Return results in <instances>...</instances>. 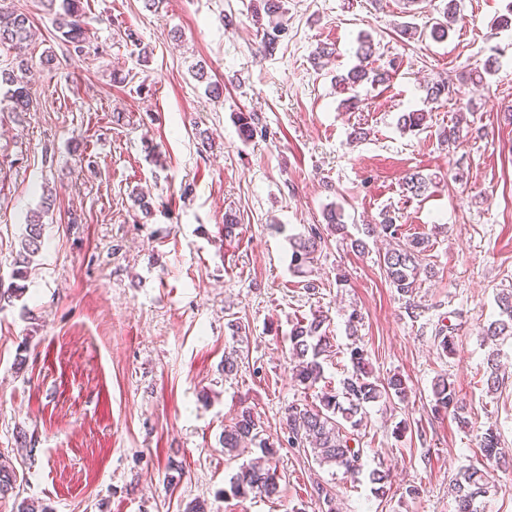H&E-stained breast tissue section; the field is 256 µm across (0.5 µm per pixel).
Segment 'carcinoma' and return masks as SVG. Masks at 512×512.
I'll list each match as a JSON object with an SVG mask.
<instances>
[{
  "label": "carcinoma",
  "mask_w": 512,
  "mask_h": 512,
  "mask_svg": "<svg viewBox=\"0 0 512 512\" xmlns=\"http://www.w3.org/2000/svg\"><path fill=\"white\" fill-rule=\"evenodd\" d=\"M460 12V0H448L440 10V15L432 18L429 36L434 40L448 38L450 23L459 20ZM56 29L68 54H87L88 22L82 0H61L60 12L56 14ZM30 34L31 22L27 14L0 7V44H9L21 52L26 48ZM372 46L370 36L363 35L358 39L356 57L359 64L347 73L342 82L353 86L363 83L374 86L389 80V71L366 65L373 54ZM25 67V59L22 58L17 68L0 69V86H7L6 94L11 99L12 113L17 118L23 117L30 110L29 93L23 77L17 75V72L25 71ZM425 92V100L437 104L450 92V86L444 81H436L428 84ZM429 120L430 112L424 109L410 110L398 117L397 127L404 134L419 135L432 128ZM235 124L239 137L244 142L266 135V129L259 126L254 115L249 112L235 113ZM469 134V126L461 118L453 125L436 131L440 145L449 149L457 147ZM428 183V178L423 174L412 172L405 176L403 189L412 197L418 198L424 195ZM344 229L341 210L334 208L327 213L326 223L311 224L303 232L294 235L290 239V268L297 273L302 272L304 266L314 261V255L318 252L324 235L339 234ZM42 230L41 212L34 211L29 217L21 249L15 258L12 281L7 286L0 282V301L9 302L23 295L25 286L18 284V281L26 278L31 257L39 252ZM375 232L394 240V244L380 259L387 279L400 295L413 296L422 284L421 275L428 273L424 262L431 247L429 236L417 235L400 239L398 225L388 214L383 215L379 224L367 227V234ZM498 306L500 318L484 328L486 339L493 344L504 336H512V293H501ZM327 328V316L315 312L311 317L297 321L289 333V354L294 362V375L299 384L307 389L315 387L324 379L322 361L333 353V337L329 336ZM343 355L348 359L351 368L340 380L339 388L320 392L315 403L290 405L285 413L284 430L287 433L288 447L301 451L309 446L318 464L356 474L361 469L362 453V449L358 448L357 432L362 426L367 406L382 399H405L407 384L399 375L383 381L374 377L369 368L366 350L355 342L346 347ZM497 356L495 349L488 354L490 373L485 384L490 391L500 387ZM433 396L434 413H451L460 428H475V423L466 416V406L447 379H437L433 386ZM478 438L479 449L485 461L497 463L505 458V448L495 429H485L478 434ZM221 444L224 452L229 455L240 452L244 444L253 445L260 450V456L239 467L224 493L233 496L253 494L266 497L279 493L280 476L277 466L272 464L275 450L269 439L264 437L260 418L251 409H242L234 421L224 427ZM450 489L455 495L457 512H480L479 498L489 493L488 473L475 467L462 469L452 480Z\"/></svg>",
  "instance_id": "1"
}]
</instances>
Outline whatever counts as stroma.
Returning a JSON list of instances; mask_svg holds the SVG:
<instances>
[{"label":"stroma","mask_w":512,"mask_h":512,"mask_svg":"<svg viewBox=\"0 0 512 512\" xmlns=\"http://www.w3.org/2000/svg\"><path fill=\"white\" fill-rule=\"evenodd\" d=\"M511 1L462 0V21L436 42L402 39L396 25L425 26L442 0H423L411 17L403 0H285L286 34L263 53L260 0H156L150 9L84 0L91 49L77 57L58 39L48 0H10L31 20L32 108L15 122L0 94V154L23 156L0 178V281L11 280L27 213L47 198L52 206L24 296L0 303V462L16 472L0 512L25 500L49 512H185L194 500L209 512H328L312 491L319 483L337 512H455L452 478L484 461L475 432L432 412L435 379L447 377L478 426L497 428L512 448V338L499 344L502 387L479 382L490 350L482 327L512 290V29L493 24ZM363 33L372 66L391 61L394 73L360 89L348 111L334 78L356 64ZM320 44L335 53L318 69L310 56ZM50 50L57 62L48 67ZM490 58L496 72L472 84ZM440 79L450 92L432 110L433 127L460 117L476 130L453 150L396 128ZM236 112L257 113L267 137L242 142ZM356 127L366 140L350 142ZM201 130L213 149L200 150ZM414 171L430 179L421 199L402 186ZM139 192L152 216L136 205ZM336 206L351 236L385 211L403 235L430 236L432 274L414 305L389 283L376 236L362 253L328 236L305 273L290 270L289 237ZM228 209L241 219L232 240L222 230ZM352 309L361 316L353 330ZM318 310L336 348L327 381L338 384L356 340L375 377L408 382L405 400L368 406L354 477L289 448L281 428L289 404L316 395L294 378L288 333ZM445 325L457 342L450 357L434 343ZM231 349L242 362L227 377ZM245 407L277 450L280 493L269 499L224 494L251 454L225 456L219 437ZM22 431L31 446L20 445ZM375 469L390 474L385 494L369 482Z\"/></svg>","instance_id":"stroma-1"}]
</instances>
